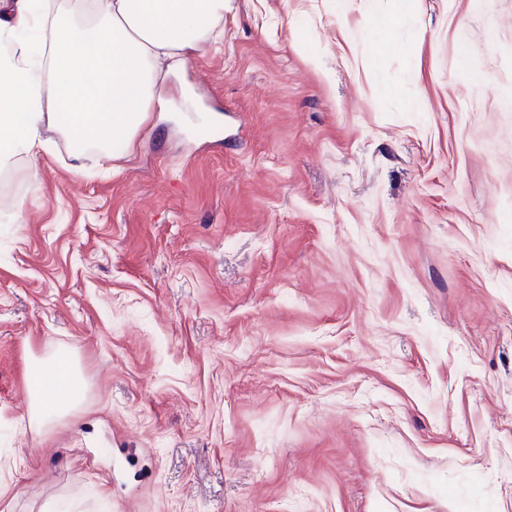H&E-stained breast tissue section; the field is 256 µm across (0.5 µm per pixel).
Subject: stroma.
Returning <instances> with one entry per match:
<instances>
[{"mask_svg": "<svg viewBox=\"0 0 512 512\" xmlns=\"http://www.w3.org/2000/svg\"><path fill=\"white\" fill-rule=\"evenodd\" d=\"M399 8L226 0L110 173L0 172V512H512V0ZM48 375L59 383L54 392L41 389V380ZM27 385L31 397V421L40 430L53 426L70 414L84 393L76 362L66 353L32 362L27 372Z\"/></svg>", "mask_w": 512, "mask_h": 512, "instance_id": "obj_1", "label": "stroma"}]
</instances>
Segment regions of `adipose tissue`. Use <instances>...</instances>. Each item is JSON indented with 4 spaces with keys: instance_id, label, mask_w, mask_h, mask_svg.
Here are the masks:
<instances>
[{
    "instance_id": "ef3b65f1",
    "label": "adipose tissue",
    "mask_w": 512,
    "mask_h": 512,
    "mask_svg": "<svg viewBox=\"0 0 512 512\" xmlns=\"http://www.w3.org/2000/svg\"><path fill=\"white\" fill-rule=\"evenodd\" d=\"M225 0H0V168L45 149L43 130L62 133L74 156L124 135L134 148L161 88L179 62L209 40ZM31 420L38 429L71 413L84 385L65 353L32 362Z\"/></svg>"
}]
</instances>
